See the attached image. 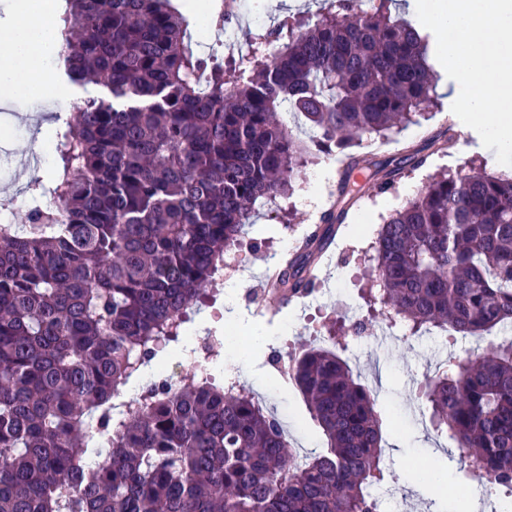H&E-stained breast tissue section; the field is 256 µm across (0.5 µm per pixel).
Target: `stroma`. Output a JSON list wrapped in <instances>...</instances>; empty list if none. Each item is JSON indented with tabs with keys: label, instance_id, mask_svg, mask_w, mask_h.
Returning <instances> with one entry per match:
<instances>
[{
	"label": "stroma",
	"instance_id": "1",
	"mask_svg": "<svg viewBox=\"0 0 512 512\" xmlns=\"http://www.w3.org/2000/svg\"><path fill=\"white\" fill-rule=\"evenodd\" d=\"M223 2V19L208 30L205 41L228 54L233 44H256L264 27L274 26L285 17H316L325 0H250L242 10L234 8L233 0ZM229 31L234 34L230 42L225 39ZM450 84L446 72H439V103L420 123L387 139L366 138L354 145V153L368 160L394 157L403 154L407 147L421 146L425 149V160L384 193L372 182L359 180L356 204L316 265L311 290L288 305L274 307L261 284L272 266L271 254H284L286 246L296 245L318 225L329 208L336 172L344 160L335 151L314 152L300 169L292 195L279 196L264 204L254 228L235 247L242 270L224 273L225 283L238 287L235 303L231 305L234 322L219 316L220 310L228 306L220 293L214 303L192 316L197 344L210 346L209 352L201 355L200 365L219 379L224 375L225 361L237 357L242 385L256 393L281 420L294 448H322L323 435L301 393L284 380L280 364L302 349L322 344L330 328H347L349 320L359 316L372 331H380L383 322L372 315L368 295L374 272L364 261L365 255L372 252L380 224L437 175H464L480 170L505 174L512 170L498 163L492 150L483 146L479 134L464 127L452 112L455 97L449 92ZM67 92L68 104L57 112L33 110L24 98L0 103V151L15 156L33 152L50 138L56 115H69L84 98L106 94L103 87L92 83L82 88L68 87ZM449 128L464 131V139L451 140L449 148L443 150L428 147L433 135ZM52 166L51 157L44 155L29 171L15 166L0 177V197L8 194L17 199L11 214L13 224L21 226L26 221L27 182L31 177L48 175ZM499 340V334L494 332L481 340L469 339L444 350L434 342L421 344L414 340L397 342L385 351L369 341L348 348L346 355L355 372L374 389L379 410L397 426L396 431L385 435V453L391 481L404 488V512H422L432 500L416 482L406 480L410 464L429 470L440 461L448 469L456 467L445 453L446 440L435 438L422 421L415 396L418 381L434 373L449 355L478 345L487 347Z\"/></svg>",
	"mask_w": 512,
	"mask_h": 512
}]
</instances>
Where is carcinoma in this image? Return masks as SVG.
<instances>
[{
  "label": "carcinoma",
  "mask_w": 512,
  "mask_h": 512,
  "mask_svg": "<svg viewBox=\"0 0 512 512\" xmlns=\"http://www.w3.org/2000/svg\"><path fill=\"white\" fill-rule=\"evenodd\" d=\"M393 2L337 0L283 23L246 66L195 51L172 0H66L63 76L110 97L56 119L55 164L29 184L30 231L0 226V512H377L385 422L334 336L287 366L327 440L302 458L252 392L195 371L114 403L304 166L310 147L279 108L330 151L437 103L427 36ZM420 153L373 162L378 188ZM359 163L347 154L336 209L283 260V298L307 290ZM372 261L387 321L412 337L512 325V176H437L388 217ZM420 393L433 431L461 450V483L512 493V340L448 358Z\"/></svg>",
  "instance_id": "obj_1"
}]
</instances>
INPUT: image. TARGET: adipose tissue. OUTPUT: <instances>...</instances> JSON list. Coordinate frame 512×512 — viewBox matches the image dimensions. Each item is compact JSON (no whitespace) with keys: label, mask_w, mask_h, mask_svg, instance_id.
Instances as JSON below:
<instances>
[{"label":"adipose tissue","mask_w":512,"mask_h":512,"mask_svg":"<svg viewBox=\"0 0 512 512\" xmlns=\"http://www.w3.org/2000/svg\"><path fill=\"white\" fill-rule=\"evenodd\" d=\"M64 7L63 0H10L9 21L0 26L1 101L65 98V89L50 81L59 63L52 50L59 40L52 16Z\"/></svg>","instance_id":"1"}]
</instances>
